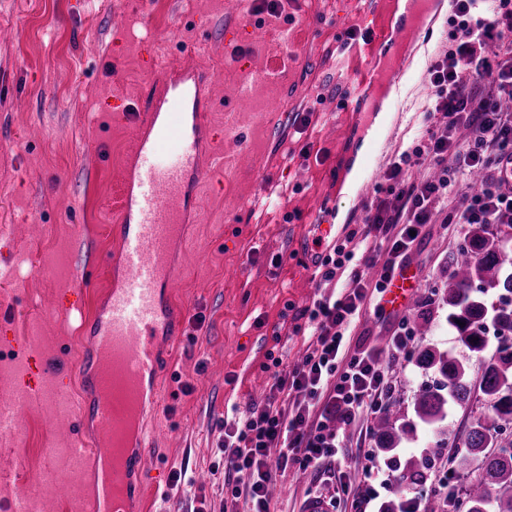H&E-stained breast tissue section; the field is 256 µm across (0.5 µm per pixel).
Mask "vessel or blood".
<instances>
[{
	"label": "vessel or blood",
	"mask_w": 512,
	"mask_h": 512,
	"mask_svg": "<svg viewBox=\"0 0 512 512\" xmlns=\"http://www.w3.org/2000/svg\"><path fill=\"white\" fill-rule=\"evenodd\" d=\"M213 72L198 65H169L157 86L140 105L133 155L139 165L125 178L112 236L118 249L112 259L119 265L121 283L109 289L106 304L90 325L92 347L78 363L83 378L78 407L80 421L91 422L99 435L92 446H77L89 453L94 471L87 483L88 512H127L131 487L146 488V460L152 432L148 422L138 425L134 440L124 441L122 471L113 459L114 412L101 404L100 393L113 370L138 410L158 408L159 385L168 369L166 348L183 336L185 310L170 296L178 273L175 253L187 240L194 221L196 193L203 175L200 154L202 130L211 109ZM177 139L182 147L172 167H146L158 144ZM37 389L17 383L0 412L31 410Z\"/></svg>",
	"instance_id": "1"
}]
</instances>
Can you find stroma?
I'll use <instances>...</instances> for the list:
<instances>
[{
    "label": "stroma",
    "mask_w": 512,
    "mask_h": 512,
    "mask_svg": "<svg viewBox=\"0 0 512 512\" xmlns=\"http://www.w3.org/2000/svg\"><path fill=\"white\" fill-rule=\"evenodd\" d=\"M429 35L397 40L405 58L393 99L372 92L361 109L348 105L350 85L366 72L383 17L374 0H282L278 15L257 12L254 0H0V397L17 376L47 398L0 433V512L16 499L39 512H85L83 487L62 449L78 438L77 414L57 399L75 397L77 358L88 342L78 324L94 318L113 283L102 263L113 247V214L136 137L133 116L143 89L170 56L214 71L208 115L218 158L198 196L196 221L173 288L185 303V331L169 353L168 393L147 465L156 493L143 512H249L246 498L227 502L224 438L227 406L262 405L273 359L301 361L314 339L294 327L314 301L340 295L346 279L323 281L305 262L322 232L343 240L366 222L375 197L374 169L409 152L414 180L426 171L411 150L423 133L427 70L449 44V0H428ZM361 39L348 44L346 32ZM251 91L234 125L224 113L241 88ZM311 115L307 129L292 122ZM360 178L347 190L352 171ZM468 225L448 223L447 210L424 225L409 253L414 295L398 317L366 313L351 346H384L399 316L415 328L391 363L401 420L414 419V395L437 386V369L418 368L425 347L462 359L477 376L484 354L468 350L448 323L450 254L467 243ZM92 268L94 283L75 282L76 267ZM452 407L439 427L418 425L413 440L382 454L398 474L427 460L425 482L414 485L422 512L431 486L453 465L463 495L479 463L465 460L460 442L484 411ZM447 453L435 454L438 442ZM49 448L58 456L46 457ZM187 468L188 486L171 473ZM270 512H300L309 495L336 496L334 484L311 472H272ZM168 502H161V493Z\"/></svg>",
    "instance_id": "obj_1"
}]
</instances>
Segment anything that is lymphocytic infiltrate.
<instances>
[{
    "label": "lymphocytic infiltrate",
    "instance_id": "lymphocytic-infiltrate-1",
    "mask_svg": "<svg viewBox=\"0 0 512 512\" xmlns=\"http://www.w3.org/2000/svg\"><path fill=\"white\" fill-rule=\"evenodd\" d=\"M481 0H452L449 46L428 69L430 97L426 117L432 126L413 151L429 174L404 177V157L390 163L377 196L367 204V222L340 244L321 246L318 267L330 281L337 273L348 279L339 297L316 303L296 332H309L316 345L302 362L282 369L274 359L270 393L262 406L225 416L224 488L232 498L248 497L251 512H269L268 451L279 448V468L318 470L335 463L345 446L330 428L337 420L351 425L372 420L390 403L387 355L404 350L412 335L401 321L386 350L354 351L350 328L363 312L386 315L385 296L396 276L405 274L414 234L430 223L437 208L456 200L457 224L512 222V114L497 107L512 97V0H482L484 16L473 17ZM469 71L472 87L458 75ZM468 127L471 137L459 142L454 132ZM492 169L495 177L480 192L457 199V186L472 170Z\"/></svg>",
    "mask_w": 512,
    "mask_h": 512
}]
</instances>
